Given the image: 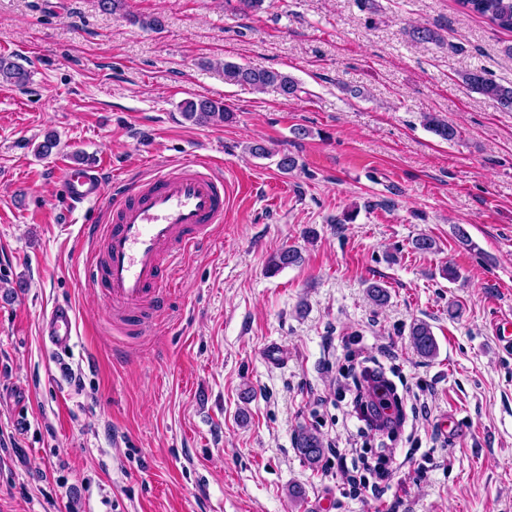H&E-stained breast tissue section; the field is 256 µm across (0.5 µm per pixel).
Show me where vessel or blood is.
Returning <instances> with one entry per match:
<instances>
[{"instance_id": "vessel-or-blood-1", "label": "vessel or blood", "mask_w": 512, "mask_h": 512, "mask_svg": "<svg viewBox=\"0 0 512 512\" xmlns=\"http://www.w3.org/2000/svg\"><path fill=\"white\" fill-rule=\"evenodd\" d=\"M100 166L65 165L62 192L71 208L108 200L100 250L88 269L112 311L114 333L127 318L162 312L170 295L168 269L210 238L224 221V177L203 161L185 162L108 193ZM75 314L55 306L41 334L52 347L73 345Z\"/></svg>"}]
</instances>
